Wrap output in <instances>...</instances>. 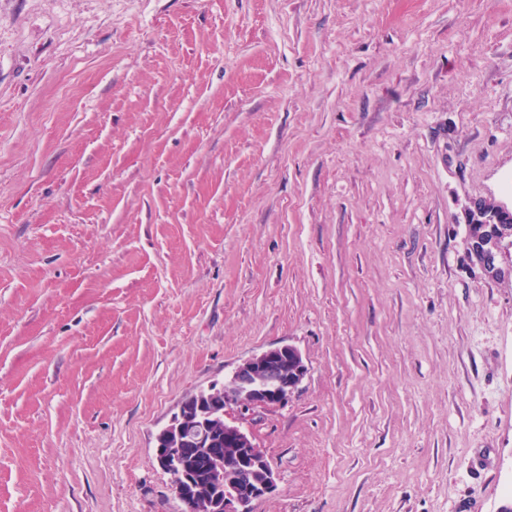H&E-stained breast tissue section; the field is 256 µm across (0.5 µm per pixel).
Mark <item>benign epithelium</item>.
<instances>
[{
	"mask_svg": "<svg viewBox=\"0 0 512 512\" xmlns=\"http://www.w3.org/2000/svg\"><path fill=\"white\" fill-rule=\"evenodd\" d=\"M507 215L504 209L472 204L473 223L482 224V229L471 235V248L488 267L495 265ZM305 374L301 354L285 345L253 355L222 386L186 398L155 439V458L171 476L176 496L184 501L189 491H199L188 478L180 452L196 448L205 457L210 482L198 499L200 512H252L253 502L275 489L276 473L243 421L281 405Z\"/></svg>",
	"mask_w": 512,
	"mask_h": 512,
	"instance_id": "1",
	"label": "benign epithelium"
}]
</instances>
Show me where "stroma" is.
Here are the masks:
<instances>
[{"label":"stroma","instance_id":"stroma-1","mask_svg":"<svg viewBox=\"0 0 512 512\" xmlns=\"http://www.w3.org/2000/svg\"><path fill=\"white\" fill-rule=\"evenodd\" d=\"M512 0H0V512H185L190 395L291 345L253 512L512 498ZM507 215H511V212L504 209L488 208L477 201L472 204L473 224H482V229L477 234L472 233L471 248L482 263L488 267L495 265L501 239L506 235L507 227L503 225H512V222L502 224Z\"/></svg>","mask_w":512,"mask_h":512}]
</instances>
